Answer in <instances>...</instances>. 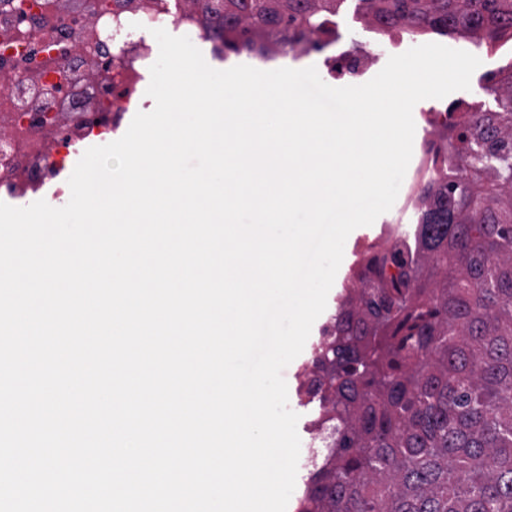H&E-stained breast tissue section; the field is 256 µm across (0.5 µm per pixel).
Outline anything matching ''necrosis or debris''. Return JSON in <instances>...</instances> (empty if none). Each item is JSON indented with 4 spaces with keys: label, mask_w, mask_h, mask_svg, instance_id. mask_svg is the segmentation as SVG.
<instances>
[{
    "label": "necrosis or debris",
    "mask_w": 512,
    "mask_h": 512,
    "mask_svg": "<svg viewBox=\"0 0 512 512\" xmlns=\"http://www.w3.org/2000/svg\"><path fill=\"white\" fill-rule=\"evenodd\" d=\"M206 0H0V199L30 202L66 170L65 150L110 133L142 96L154 57L151 29L166 25L207 46L215 61ZM300 58L319 57L330 80L360 85L379 57L369 44L350 47L324 31L292 47ZM498 66L483 77L482 96L421 109L420 148L387 231L373 245L389 253L405 245L422 256L419 238L402 233L432 203L433 189L461 172L459 137L475 118L497 112Z\"/></svg>",
    "instance_id": "obj_1"
}]
</instances>
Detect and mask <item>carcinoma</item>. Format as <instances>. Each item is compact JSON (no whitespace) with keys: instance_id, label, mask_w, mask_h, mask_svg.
Segmentation results:
<instances>
[{"instance_id":"1","label":"carcinoma","mask_w":512,"mask_h":512,"mask_svg":"<svg viewBox=\"0 0 512 512\" xmlns=\"http://www.w3.org/2000/svg\"><path fill=\"white\" fill-rule=\"evenodd\" d=\"M224 50L324 30L336 0H221ZM417 30L494 40L512 0H367ZM491 145L462 139L461 179L420 224L431 264L376 254L379 282L341 293L312 364L316 416L342 424L298 512H512V94Z\"/></svg>"}]
</instances>
